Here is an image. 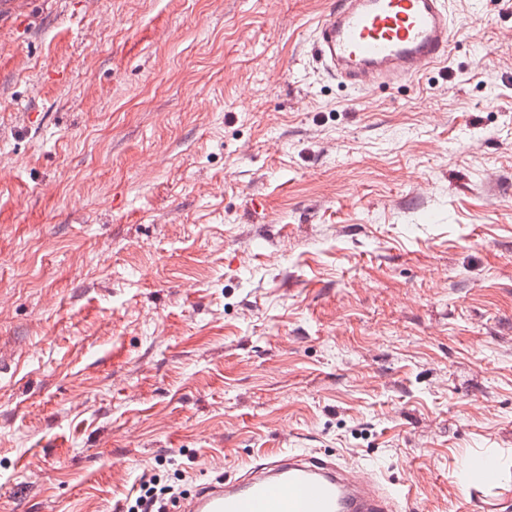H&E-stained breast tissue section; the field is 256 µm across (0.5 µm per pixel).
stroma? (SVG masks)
<instances>
[{
	"label": "stroma",
	"mask_w": 512,
	"mask_h": 512,
	"mask_svg": "<svg viewBox=\"0 0 512 512\" xmlns=\"http://www.w3.org/2000/svg\"><path fill=\"white\" fill-rule=\"evenodd\" d=\"M334 2L0 0V512L291 448L512 512V7L362 93Z\"/></svg>",
	"instance_id": "35a3bbf8"
}]
</instances>
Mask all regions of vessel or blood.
<instances>
[{
    "label": "vessel or blood",
    "mask_w": 512,
    "mask_h": 512,
    "mask_svg": "<svg viewBox=\"0 0 512 512\" xmlns=\"http://www.w3.org/2000/svg\"><path fill=\"white\" fill-rule=\"evenodd\" d=\"M455 23L447 0H336L311 54L359 90L402 82L447 56ZM403 498L372 475L312 453L260 455L233 482L216 480L184 512H401Z\"/></svg>",
    "instance_id": "b4317fda"
}]
</instances>
